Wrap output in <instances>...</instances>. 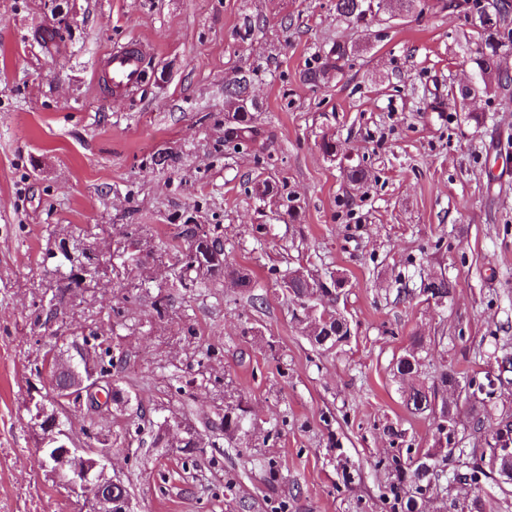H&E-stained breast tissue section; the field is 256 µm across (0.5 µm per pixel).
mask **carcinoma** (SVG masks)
Returning <instances> with one entry per match:
<instances>
[{
    "label": "carcinoma",
    "instance_id": "carcinoma-1",
    "mask_svg": "<svg viewBox=\"0 0 512 512\" xmlns=\"http://www.w3.org/2000/svg\"><path fill=\"white\" fill-rule=\"evenodd\" d=\"M383 0H336L335 10L339 18L357 26H369L381 15V3ZM424 7V0H393L389 5V14L419 12ZM472 12L470 25L479 37L476 56L472 63L477 73L476 91L486 95H507L512 90V75L502 69L499 59L502 55L512 51V29L508 28V18L512 14V7L508 3H494L488 0L481 5L478 0H473L469 8ZM353 53V48L340 41L333 42L329 48L322 51L318 65L310 67L304 73V81L312 86H318L331 74H340ZM250 75L241 73L233 81L224 86V144L234 148L240 145H255L258 142L259 132L255 125L254 110L256 103L250 98ZM346 180L353 185H361L368 180V171L361 163L347 162L343 167ZM255 191L263 197H277L284 202L285 214L288 220L295 222L299 218L297 206L293 204L291 197H283L278 186L263 180L257 184ZM125 237L130 243L139 245V250L132 255V261L139 270L142 279H148L147 265L149 259L156 252L152 241L137 233V228L130 227ZM182 244L174 246L176 257L182 264L178 267V273L174 288H184L189 291H197L214 286L224 277L233 278L241 288H249L252 284L251 272L243 267H233L224 259V239L217 224H185L180 232ZM80 284L73 279L71 274H66L57 283L56 292L52 300L62 302L67 295ZM281 287L288 297L302 304H309L319 309L329 308L331 318L327 322H318L316 319L306 317L304 327L307 336L317 346L331 349L346 341L350 328L348 320L336 307L338 293L336 284L328 285L320 282L302 272L294 270L282 278ZM456 284L443 276L436 277L420 289V292L430 295L433 299H446L451 297ZM81 342L90 346L96 357L99 367V375L112 377L114 368L112 348L108 338L91 333L87 336H76L70 341V345ZM420 341L413 342L412 347L404 352L396 361L397 373L402 377H410L417 372L419 359L417 348ZM404 404L413 413H429L435 422L448 424L447 434L455 433L460 410L458 405L447 400H438L437 391L423 385L415 384L405 394ZM490 417L486 406H471L469 419L472 429L476 433L484 430L485 420ZM248 417L242 404L225 408L224 417L219 422L211 424V428L224 433V439L233 442L246 436ZM512 443V429L504 426V429L493 436V443L489 447L499 449V453H491L488 464L472 462L465 465V469L458 472V476L474 486H480L487 471L494 470L493 458H499L498 468L512 469V452L506 451ZM448 453V448L440 446L436 441L422 455L401 462L397 457L392 458L390 466L394 467V481L389 486L391 497V512H418L417 496H423L429 492L434 481L443 476V471L438 469L439 456Z\"/></svg>",
    "mask_w": 512,
    "mask_h": 512
}]
</instances>
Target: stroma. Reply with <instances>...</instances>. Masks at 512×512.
Here are the masks:
<instances>
[{"label": "stroma", "instance_id": "obj_1", "mask_svg": "<svg viewBox=\"0 0 512 512\" xmlns=\"http://www.w3.org/2000/svg\"><path fill=\"white\" fill-rule=\"evenodd\" d=\"M334 5L0 0V512H78L39 465L27 403L48 393L35 374L44 354L82 332L110 338L122 398L71 409L64 425L85 445L108 438L109 472L135 512H390L388 461L425 452L435 432L405 408L410 382L395 371L415 336L420 383L494 378L486 430L512 421V382L496 381L512 354V99L449 100L475 75L464 8L428 0L422 15L361 28ZM53 27L63 40L44 48ZM134 40L147 76L114 91L105 60ZM336 40L358 48L344 74L304 83ZM242 70L259 149L224 143V86ZM325 132L368 169L363 185L323 156ZM159 154L174 164L152 165ZM260 175L296 200L300 222L253 197ZM189 221L221 225L227 262L255 288L173 287L169 258ZM130 224L160 247L147 294L119 247ZM79 226L96 238L99 272L45 318L54 254L79 246ZM297 268L344 279V345L323 351L304 335L305 312L281 288ZM440 275L452 296L426 298L422 284ZM160 292L172 296L161 319ZM228 388L252 423L239 444L208 426ZM140 415L190 423L203 452L170 447L168 430L135 435ZM477 504L512 512V484L443 479L422 508Z\"/></svg>", "mask_w": 512, "mask_h": 512}]
</instances>
